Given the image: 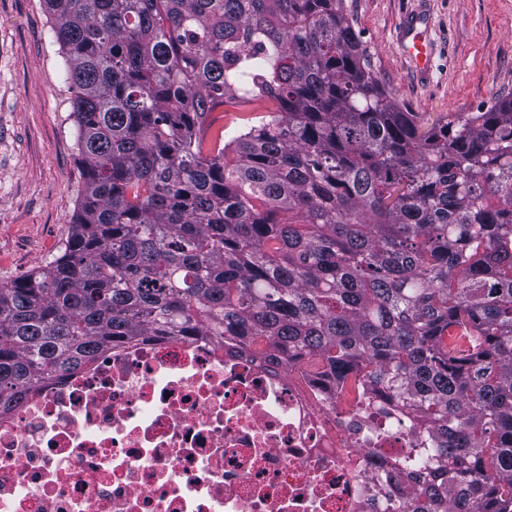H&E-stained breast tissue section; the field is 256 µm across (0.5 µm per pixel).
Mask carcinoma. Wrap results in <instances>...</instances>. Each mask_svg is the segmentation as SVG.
I'll return each instance as SVG.
<instances>
[{"label": "carcinoma", "instance_id": "cac0c4a2", "mask_svg": "<svg viewBox=\"0 0 512 512\" xmlns=\"http://www.w3.org/2000/svg\"><path fill=\"white\" fill-rule=\"evenodd\" d=\"M84 186L64 251L0 285V410L139 336L353 386L512 512V97L421 121L344 0H45ZM229 102L244 132H198ZM493 450L491 461L486 452Z\"/></svg>", "mask_w": 512, "mask_h": 512}]
</instances>
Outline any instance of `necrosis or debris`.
<instances>
[{
	"label": "necrosis or debris",
	"instance_id": "1",
	"mask_svg": "<svg viewBox=\"0 0 512 512\" xmlns=\"http://www.w3.org/2000/svg\"><path fill=\"white\" fill-rule=\"evenodd\" d=\"M328 402L300 367L142 336L0 416V512H409L428 434Z\"/></svg>",
	"mask_w": 512,
	"mask_h": 512
}]
</instances>
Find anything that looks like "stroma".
Masks as SVG:
<instances>
[{
	"label": "stroma",
	"instance_id": "1",
	"mask_svg": "<svg viewBox=\"0 0 512 512\" xmlns=\"http://www.w3.org/2000/svg\"><path fill=\"white\" fill-rule=\"evenodd\" d=\"M384 88L424 122L512 95V0H345ZM431 19L434 70L412 74L398 32ZM62 53L43 0H0V285L60 255L83 188Z\"/></svg>",
	"mask_w": 512,
	"mask_h": 512
}]
</instances>
